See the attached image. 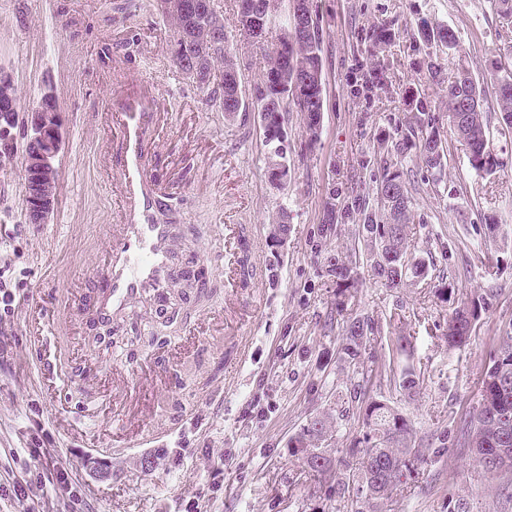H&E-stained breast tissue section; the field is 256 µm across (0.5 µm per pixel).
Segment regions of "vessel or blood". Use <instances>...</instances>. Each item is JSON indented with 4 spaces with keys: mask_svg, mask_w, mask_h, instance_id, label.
<instances>
[{
    "mask_svg": "<svg viewBox=\"0 0 512 512\" xmlns=\"http://www.w3.org/2000/svg\"><path fill=\"white\" fill-rule=\"evenodd\" d=\"M159 91L148 81L136 89L113 88L104 102V123L111 151L106 169L112 197L118 207L117 223L108 225L104 264L95 288L69 297L67 306L84 333L125 313L145 299L166 302L172 281L179 276L178 249L184 228L169 209L167 185L148 170L163 129L157 110ZM152 375L123 364L112 366V388L134 398L149 377L165 387H179L164 357L153 361ZM144 419L128 407H120L110 427L114 440L129 446L143 442Z\"/></svg>",
    "mask_w": 512,
    "mask_h": 512,
    "instance_id": "vessel-or-blood-1",
    "label": "vessel or blood"
}]
</instances>
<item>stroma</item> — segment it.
<instances>
[{
    "instance_id": "stroma-1",
    "label": "stroma",
    "mask_w": 512,
    "mask_h": 512,
    "mask_svg": "<svg viewBox=\"0 0 512 512\" xmlns=\"http://www.w3.org/2000/svg\"><path fill=\"white\" fill-rule=\"evenodd\" d=\"M224 13L227 52L245 103L225 114L207 90L176 69L168 55L175 23L155 0H0V70L12 79L20 119L44 90L60 107L64 146L58 158V205L43 224L24 217L21 155L0 162V279L22 282L24 298L0 336V479L9 452L40 437L72 466L87 495V512H354L336 497L346 472V447L362 435L364 405L352 397L361 376L344 351V327L356 316L375 328L361 359L377 370L422 369L419 389L368 383L429 445L422 475L400 487L382 512H512L499 481L484 477L473 455L456 447L458 429L478 399L479 379L504 329L512 325V132L496 101L503 65L512 63V16L491 0H310L322 27L324 112L309 143L303 113L285 118L288 175L271 182L254 89L266 75L287 25L290 0H275L264 42L240 35L237 0H214ZM450 29L457 52L441 54L440 78L423 64L429 50L419 20ZM395 37L385 47L373 30ZM482 91L491 147L501 168L484 177L468 164L465 145L446 120V82L458 68ZM149 78L162 88L168 122L152 173L176 181L170 201L186 226L182 261L203 269L211 286L183 292L174 320L162 326L157 306L136 305L110 337L96 341L75 328L63 299L92 287L112 218L109 179L97 155L107 141L98 114L113 84ZM423 97L451 155L428 172L415 149L380 160L377 147L412 121L409 95ZM397 169L409 192L408 234L429 267L425 280L381 287L373 276L357 202H375L386 169ZM497 223L488 236L486 217ZM287 222L283 240L273 224ZM246 236L253 277L225 282L220 254ZM352 270L340 281L330 261ZM483 296L486 305L466 345H448V310ZM46 314L61 336L30 341L29 323ZM405 337L408 352L396 351ZM182 345L171 366L181 388L148 387L154 415L146 441L127 448L112 440L111 391L93 395L89 366L112 370L113 356L130 365ZM56 364L70 384L48 392L40 365ZM327 420L324 447L333 476L318 480L304 464L301 442L311 424ZM166 455H158V447ZM224 474L222 493L210 488Z\"/></svg>"
}]
</instances>
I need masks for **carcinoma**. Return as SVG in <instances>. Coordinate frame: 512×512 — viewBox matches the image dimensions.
<instances>
[{
	"mask_svg": "<svg viewBox=\"0 0 512 512\" xmlns=\"http://www.w3.org/2000/svg\"><path fill=\"white\" fill-rule=\"evenodd\" d=\"M195 6L186 12H171L157 5L161 12L175 20L177 37L171 44L170 54L174 66L187 77L205 80L211 87L210 97L224 104V111L238 112L242 103L240 81L233 62L224 52L223 15L216 10L213 0H194ZM321 27L314 22L300 31L297 38L298 51L302 57L301 67L296 68L281 61L274 53L269 58L266 75L280 73L281 88L276 89L265 79L256 90L258 110L264 111L265 131L271 137L265 140L270 158H283L280 152L278 132L283 129L286 112L294 109L306 117L307 129L317 126L323 112V82L304 83L303 74L311 68L323 72L321 52ZM420 37L427 42H436L452 52L458 49L453 33L447 28H432L423 21L418 25ZM223 62L221 71L215 63ZM482 91L470 73L461 70L448 81V122L457 138L468 147V163L475 172L484 176L496 173L498 162L489 150L487 121L481 105ZM497 100L506 126L512 127V87H498ZM408 105L422 116L419 127L422 134L419 158L424 166L441 172L448 161L449 149L441 137L439 128L426 113V102L410 96ZM17 107L13 83L0 80V117ZM415 138V127L407 125L396 132L391 145L384 147L386 154L402 152L405 145ZM387 191L379 195L377 211L365 214L362 234L369 241H385L383 251L394 258L373 256L371 270L383 285L397 288L403 276L415 278L427 275L425 264L409 251L407 220L409 196L399 170L389 171L380 183ZM481 306L476 301L458 306L448 318V346H460L469 338L468 328L477 320ZM373 331L371 319L354 318L346 325V347L348 355L357 357L360 349ZM366 431L362 438L354 441L345 452L355 459L352 474L336 477V495L352 497L356 512H377L380 502L391 497L394 490L411 478L414 463H426L429 448L424 440L416 441L403 416L389 404L373 399L365 406ZM485 445L481 452L492 455L503 449L512 455V336L506 337L496 351L491 363L481 375L479 395L475 412L461 428L460 444L470 452V442ZM308 466L322 475L329 471L331 459L322 451L310 453Z\"/></svg>",
	"mask_w": 512,
	"mask_h": 512,
	"instance_id": "obj_1",
	"label": "carcinoma"
}]
</instances>
